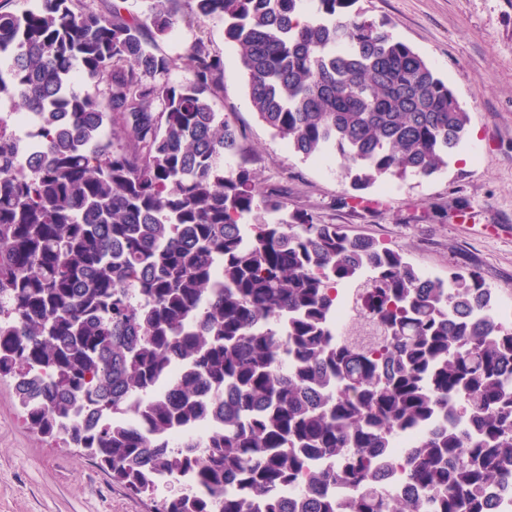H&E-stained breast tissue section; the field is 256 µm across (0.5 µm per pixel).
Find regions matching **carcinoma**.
I'll list each match as a JSON object with an SVG mask.
<instances>
[{
  "label": "carcinoma",
  "mask_w": 512,
  "mask_h": 512,
  "mask_svg": "<svg viewBox=\"0 0 512 512\" xmlns=\"http://www.w3.org/2000/svg\"><path fill=\"white\" fill-rule=\"evenodd\" d=\"M0 0V379L36 433L98 460L154 512H488L512 493V325L476 269L427 277L371 238L280 216L214 107L224 57L192 79L158 40L178 0ZM236 49L258 118L303 159L333 153L354 190L428 178L471 122L448 84L356 0H191ZM255 211L273 214L253 224ZM377 332L336 338L339 288ZM175 363L181 374L169 377ZM170 379L167 392L159 385ZM201 444L169 433L207 414ZM412 496L384 491L396 439ZM301 489V500L283 497Z\"/></svg>",
  "instance_id": "obj_1"
}]
</instances>
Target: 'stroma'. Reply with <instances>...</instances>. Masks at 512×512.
Returning a JSON list of instances; mask_svg holds the SVG:
<instances>
[{"mask_svg":"<svg viewBox=\"0 0 512 512\" xmlns=\"http://www.w3.org/2000/svg\"><path fill=\"white\" fill-rule=\"evenodd\" d=\"M366 17L387 20L455 92L471 116L465 143L431 177L379 181L353 193L338 157L303 159L253 111L242 67L218 22L197 23L187 0L161 50L178 58L198 37L224 56L215 108L250 150L262 192L285 212L306 210L352 237L398 251L423 274L474 267L491 290L512 288V0H359ZM78 449L25 424L10 382L0 381V512H153Z\"/></svg>","mask_w":512,"mask_h":512,"instance_id":"1","label":"stroma"}]
</instances>
